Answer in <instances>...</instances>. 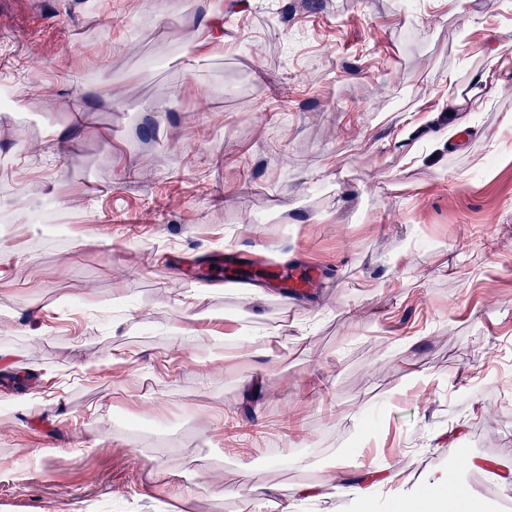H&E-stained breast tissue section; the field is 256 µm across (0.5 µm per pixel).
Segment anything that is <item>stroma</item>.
Here are the masks:
<instances>
[{
	"mask_svg": "<svg viewBox=\"0 0 512 512\" xmlns=\"http://www.w3.org/2000/svg\"><path fill=\"white\" fill-rule=\"evenodd\" d=\"M4 87L0 512H400L437 470L512 512V0H0ZM246 493L263 508H271L279 510L280 512H288V505H283L281 499L287 498L284 500H288V494H282L279 496L278 494H275V489L265 487L260 484L251 485L246 490Z\"/></svg>",
	"mask_w": 512,
	"mask_h": 512,
	"instance_id": "35a3bbf8",
	"label": "stroma"
}]
</instances>
